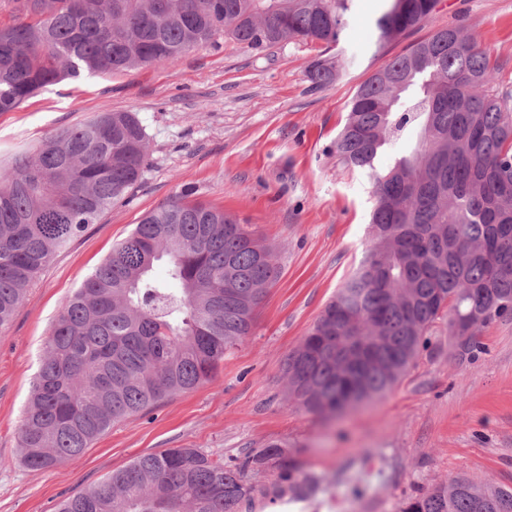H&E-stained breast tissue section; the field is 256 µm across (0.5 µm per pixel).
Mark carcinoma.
<instances>
[{
	"label": "carcinoma",
	"instance_id": "1",
	"mask_svg": "<svg viewBox=\"0 0 512 512\" xmlns=\"http://www.w3.org/2000/svg\"><path fill=\"white\" fill-rule=\"evenodd\" d=\"M14 2L17 22L0 27V112L61 80L173 63L220 35L253 49L337 46L354 0ZM381 2L377 48L422 26L438 0ZM342 68L320 55L308 77L327 85ZM498 69L487 47L444 28L358 87L335 151L373 180V249L288 357L297 404L334 415L357 391L384 393L441 318L468 350L479 328L512 317V90L492 84ZM412 137L411 152L378 168ZM148 149L134 113L102 112L0 163V327L53 254L137 184ZM276 276L271 251L233 215L177 198L145 215L56 319L23 416L22 464L41 471L75 459L112 424L212 381ZM270 461L275 483H247ZM315 487L277 443L227 463L166 448L56 512H241L256 492L304 498ZM401 512H512V486L456 476Z\"/></svg>",
	"mask_w": 512,
	"mask_h": 512
}]
</instances>
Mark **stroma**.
I'll return each mask as SVG.
<instances>
[{
  "mask_svg": "<svg viewBox=\"0 0 512 512\" xmlns=\"http://www.w3.org/2000/svg\"><path fill=\"white\" fill-rule=\"evenodd\" d=\"M380 10V0H354L340 43L348 62L325 86L308 78L321 45L254 50L219 36L176 63L65 80L0 112V159L101 112L135 113L149 138L141 180L55 254L0 327V512H53L166 448L225 461L272 442L317 486L305 499L255 498L252 512H398L458 475L512 485V318L481 327L469 358L437 320L391 390L341 415L288 398L289 355L370 247L373 181L334 151L357 87L410 45L458 25L491 48L496 84L512 89V0H439L423 27L376 51L368 37ZM175 198L246 220L272 250L279 273L250 335L213 382L115 423L78 459L23 467L24 407L62 306L148 212Z\"/></svg>",
  "mask_w": 512,
  "mask_h": 512,
  "instance_id": "obj_1",
  "label": "stroma"
}]
</instances>
